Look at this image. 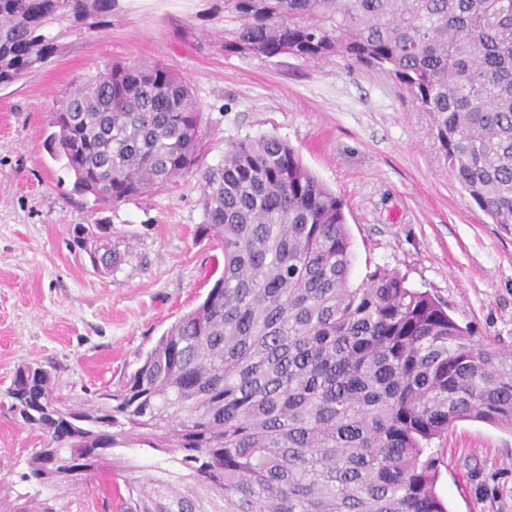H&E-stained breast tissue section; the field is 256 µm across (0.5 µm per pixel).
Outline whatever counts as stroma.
I'll use <instances>...</instances> for the list:
<instances>
[{"label":"stroma","instance_id":"1","mask_svg":"<svg viewBox=\"0 0 512 512\" xmlns=\"http://www.w3.org/2000/svg\"><path fill=\"white\" fill-rule=\"evenodd\" d=\"M205 0H119L99 29L64 40L44 68L0 87V395L16 370L52 371L74 403L122 388L146 353L206 296L223 252L201 235L191 174L115 206L78 193L50 146L48 114L77 78L115 62L161 63L189 84L205 116L202 161L232 142L275 136L345 205L351 286L378 268L429 292L477 338L512 351V233L491 222L451 177L429 113L388 73L343 59L227 56ZM106 224L125 259L98 271L73 241ZM41 433L0 405V499ZM429 451L449 512H512V432L458 422ZM56 512H119L104 480L44 489Z\"/></svg>","mask_w":512,"mask_h":512}]
</instances>
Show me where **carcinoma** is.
I'll use <instances>...</instances> for the list:
<instances>
[{
	"label": "carcinoma",
	"mask_w": 512,
	"mask_h": 512,
	"mask_svg": "<svg viewBox=\"0 0 512 512\" xmlns=\"http://www.w3.org/2000/svg\"><path fill=\"white\" fill-rule=\"evenodd\" d=\"M117 0H0V86L44 67ZM226 55L342 57L392 74L432 116L453 179L512 228V0H209ZM204 116L164 64L116 63L49 113L51 143L97 204L196 172L224 270L122 389L85 411L40 365L17 369L9 409L44 436L30 491L0 512H56L40 489L107 474L123 512H448L430 442L462 420L512 430V353L426 291L376 270L349 284L344 205L274 137L201 163ZM106 272L124 258L84 224ZM164 454L145 473L113 449Z\"/></svg>",
	"instance_id": "cac0c4a2"
}]
</instances>
